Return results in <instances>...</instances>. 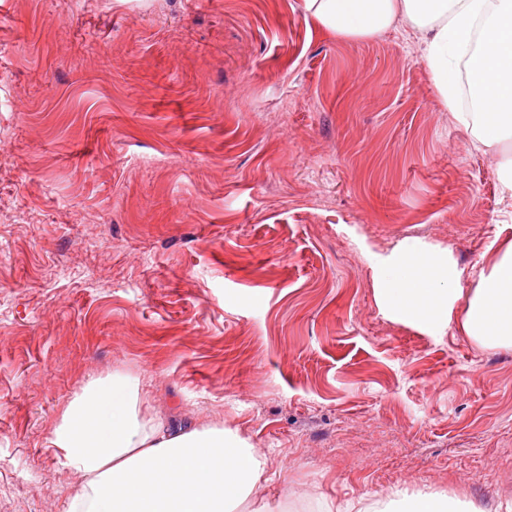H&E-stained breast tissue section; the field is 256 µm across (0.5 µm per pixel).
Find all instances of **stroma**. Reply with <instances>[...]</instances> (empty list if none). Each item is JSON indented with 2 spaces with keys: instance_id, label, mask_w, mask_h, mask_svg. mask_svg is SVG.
<instances>
[{
  "instance_id": "35a3bbf8",
  "label": "stroma",
  "mask_w": 512,
  "mask_h": 512,
  "mask_svg": "<svg viewBox=\"0 0 512 512\" xmlns=\"http://www.w3.org/2000/svg\"><path fill=\"white\" fill-rule=\"evenodd\" d=\"M422 39L342 38L302 0H0V512H67L51 429L112 374L258 448L274 510L512 512V349L374 297L403 239L468 274L512 241ZM342 512H484V509L474 502H460L440 493L397 490L387 499L360 498Z\"/></svg>"
}]
</instances>
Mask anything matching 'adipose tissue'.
<instances>
[{
    "label": "adipose tissue",
    "mask_w": 512,
    "mask_h": 512,
    "mask_svg": "<svg viewBox=\"0 0 512 512\" xmlns=\"http://www.w3.org/2000/svg\"><path fill=\"white\" fill-rule=\"evenodd\" d=\"M336 36L365 39L401 21L423 35L422 60L455 122L478 149L496 151V177L512 197V0H303ZM474 109L457 108V69ZM451 250L399 242L374 263L375 297L388 315L443 333L450 324L479 345L512 348V241L471 286ZM51 442L82 478L70 512H269L256 502L265 461L223 425L143 415L138 384L109 376L64 406ZM346 512H484L433 492L399 490Z\"/></svg>",
    "instance_id": "1"
}]
</instances>
